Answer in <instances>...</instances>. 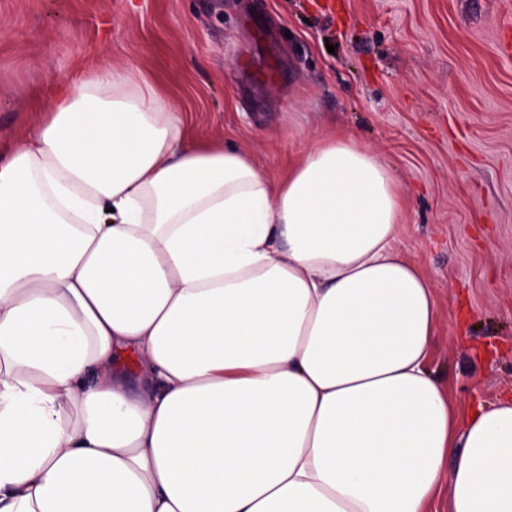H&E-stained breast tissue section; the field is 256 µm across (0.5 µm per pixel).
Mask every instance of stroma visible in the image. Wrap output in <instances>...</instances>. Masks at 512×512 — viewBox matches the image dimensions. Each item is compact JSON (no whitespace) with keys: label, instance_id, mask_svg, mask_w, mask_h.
Masks as SVG:
<instances>
[{"label":"stroma","instance_id":"obj_1","mask_svg":"<svg viewBox=\"0 0 512 512\" xmlns=\"http://www.w3.org/2000/svg\"><path fill=\"white\" fill-rule=\"evenodd\" d=\"M512 0H0V142L77 67L132 64L273 174L343 130L404 198L403 253L437 289L429 367L453 410L512 393ZM272 66L273 79L257 76Z\"/></svg>","mask_w":512,"mask_h":512}]
</instances>
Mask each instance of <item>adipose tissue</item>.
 Returning <instances> with one entry per match:
<instances>
[{"label":"adipose tissue","mask_w":512,"mask_h":512,"mask_svg":"<svg viewBox=\"0 0 512 512\" xmlns=\"http://www.w3.org/2000/svg\"><path fill=\"white\" fill-rule=\"evenodd\" d=\"M404 203L353 135L272 177L132 66L0 148V512H512V396L456 415Z\"/></svg>","instance_id":"adipose-tissue-1"}]
</instances>
